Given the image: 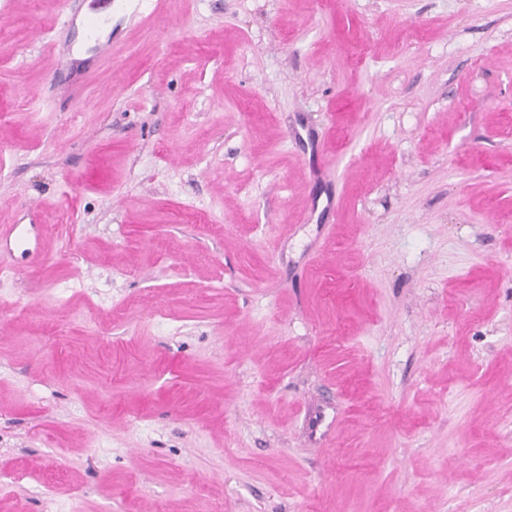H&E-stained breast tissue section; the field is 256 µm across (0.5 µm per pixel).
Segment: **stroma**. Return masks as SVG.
<instances>
[{
  "instance_id": "35a3bbf8",
  "label": "stroma",
  "mask_w": 512,
  "mask_h": 512,
  "mask_svg": "<svg viewBox=\"0 0 512 512\" xmlns=\"http://www.w3.org/2000/svg\"><path fill=\"white\" fill-rule=\"evenodd\" d=\"M93 2L0 0V512H512V0Z\"/></svg>"
}]
</instances>
